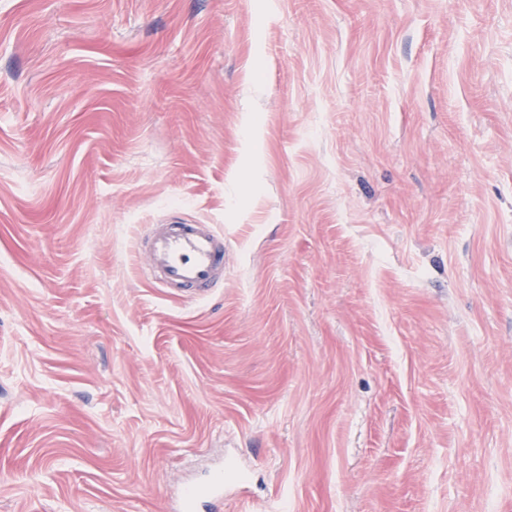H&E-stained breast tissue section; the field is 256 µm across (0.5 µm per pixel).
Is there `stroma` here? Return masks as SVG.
Listing matches in <instances>:
<instances>
[{"label":"stroma","mask_w":512,"mask_h":512,"mask_svg":"<svg viewBox=\"0 0 512 512\" xmlns=\"http://www.w3.org/2000/svg\"><path fill=\"white\" fill-rule=\"evenodd\" d=\"M231 456L221 512H512V0H0V512ZM147 270L158 287L204 295L224 275V238L212 224H152Z\"/></svg>","instance_id":"35a3bbf8"}]
</instances>
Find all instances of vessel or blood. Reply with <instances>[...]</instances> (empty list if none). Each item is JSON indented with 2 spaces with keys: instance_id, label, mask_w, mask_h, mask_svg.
Instances as JSON below:
<instances>
[{
  "instance_id": "b4317fda",
  "label": "vessel or blood",
  "mask_w": 512,
  "mask_h": 512,
  "mask_svg": "<svg viewBox=\"0 0 512 512\" xmlns=\"http://www.w3.org/2000/svg\"><path fill=\"white\" fill-rule=\"evenodd\" d=\"M159 287L203 295L224 275V240L212 224H155L145 239Z\"/></svg>"
}]
</instances>
